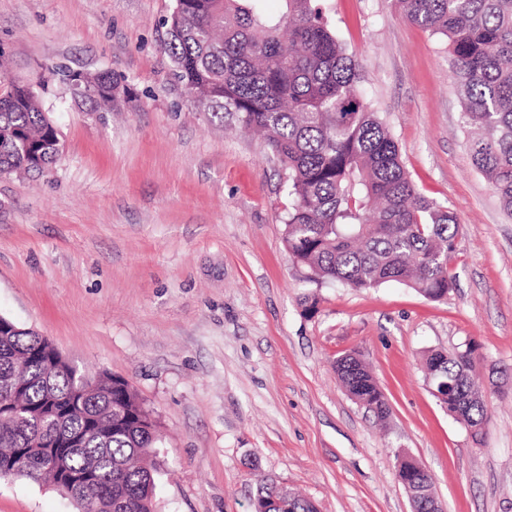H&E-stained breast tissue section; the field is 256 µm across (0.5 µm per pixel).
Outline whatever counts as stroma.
<instances>
[{"mask_svg": "<svg viewBox=\"0 0 512 512\" xmlns=\"http://www.w3.org/2000/svg\"><path fill=\"white\" fill-rule=\"evenodd\" d=\"M173 6L0 0V82L31 84L60 135L48 173L0 179V315L129 382L161 435L154 512H253L269 478L319 512H411L404 452L444 512H512V217L471 164L445 41L390 0H328L414 184L458 218L453 287L432 301L397 282H318L293 260L287 173L174 79ZM60 66L112 70V112L76 105ZM469 342L488 406L478 441L424 369ZM353 350L386 419L337 378ZM0 512L78 507L19 476L0 481Z\"/></svg>", "mask_w": 512, "mask_h": 512, "instance_id": "obj_1", "label": "stroma"}]
</instances>
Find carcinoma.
<instances>
[{
	"instance_id": "cac0c4a2",
	"label": "carcinoma",
	"mask_w": 512,
	"mask_h": 512,
	"mask_svg": "<svg viewBox=\"0 0 512 512\" xmlns=\"http://www.w3.org/2000/svg\"><path fill=\"white\" fill-rule=\"evenodd\" d=\"M261 2L174 0L164 51L175 80L210 119L228 117L259 134L288 171L285 243L314 279L351 288L399 282L443 299L457 216L423 196L405 170L361 89V64L336 36L328 0H281L278 16ZM391 2L402 19L445 40L471 162L512 216V0ZM81 87L89 111L112 108V71L86 74ZM58 145L32 86L11 84L0 96V172L42 175ZM475 362L471 345L425 360L434 385L456 393L448 413L469 427L487 420ZM336 373L352 397L388 415L356 355L337 358ZM36 437L56 467L30 448ZM159 441L126 380L88 377L48 339L0 315V479L49 481L94 512H153ZM398 476L412 493L433 486L407 458ZM284 512L317 508L292 491Z\"/></svg>"
}]
</instances>
